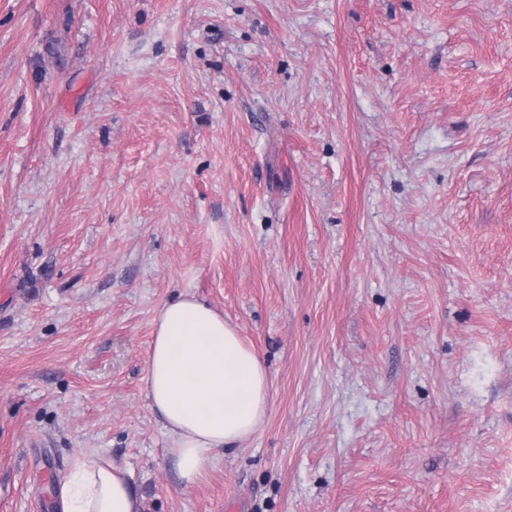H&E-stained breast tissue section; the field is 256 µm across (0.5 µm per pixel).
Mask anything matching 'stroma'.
I'll list each match as a JSON object with an SVG mask.
<instances>
[{
	"label": "stroma",
	"mask_w": 512,
	"mask_h": 512,
	"mask_svg": "<svg viewBox=\"0 0 512 512\" xmlns=\"http://www.w3.org/2000/svg\"><path fill=\"white\" fill-rule=\"evenodd\" d=\"M190 293L269 374L183 488ZM512 512V0H0V512ZM58 508L59 512H142L124 468L81 458L59 490Z\"/></svg>",
	"instance_id": "1"
}]
</instances>
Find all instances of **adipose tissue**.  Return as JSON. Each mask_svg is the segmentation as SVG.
Instances as JSON below:
<instances>
[{"label": "adipose tissue", "instance_id": "ef3b65f1", "mask_svg": "<svg viewBox=\"0 0 512 512\" xmlns=\"http://www.w3.org/2000/svg\"><path fill=\"white\" fill-rule=\"evenodd\" d=\"M148 397L173 443L184 487L195 486L217 453L264 422L269 378L257 354L222 314L185 293L167 301L154 325ZM60 512H141L127 471L109 461L77 460L59 490Z\"/></svg>", "mask_w": 512, "mask_h": 512}]
</instances>
